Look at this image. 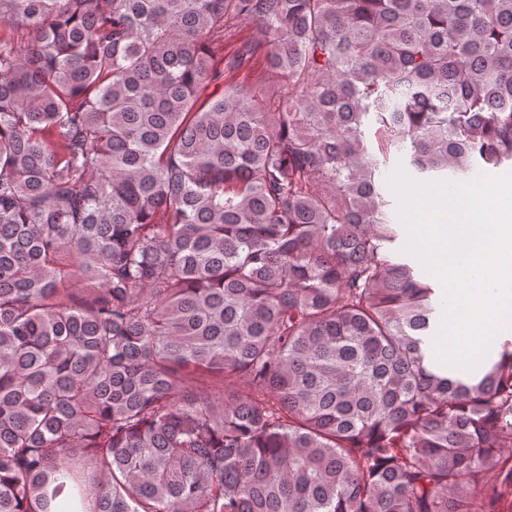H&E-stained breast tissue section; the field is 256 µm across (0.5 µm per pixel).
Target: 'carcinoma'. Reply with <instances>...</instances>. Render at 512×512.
Instances as JSON below:
<instances>
[{"instance_id":"obj_1","label":"carcinoma","mask_w":512,"mask_h":512,"mask_svg":"<svg viewBox=\"0 0 512 512\" xmlns=\"http://www.w3.org/2000/svg\"><path fill=\"white\" fill-rule=\"evenodd\" d=\"M242 19L276 92L224 83L263 46L224 54ZM4 22L31 40L0 38V512H501L512 340L435 357L381 177L512 162V0Z\"/></svg>"}]
</instances>
